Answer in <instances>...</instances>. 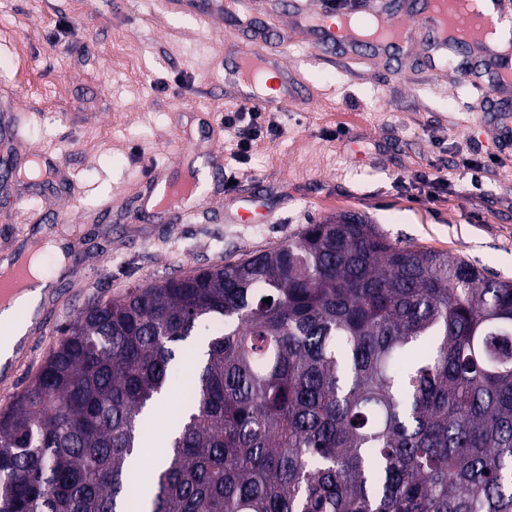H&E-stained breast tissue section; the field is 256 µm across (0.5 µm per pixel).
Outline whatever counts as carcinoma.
<instances>
[{"instance_id":"carcinoma-1","label":"carcinoma","mask_w":512,"mask_h":512,"mask_svg":"<svg viewBox=\"0 0 512 512\" xmlns=\"http://www.w3.org/2000/svg\"><path fill=\"white\" fill-rule=\"evenodd\" d=\"M183 365V417L133 497ZM137 507L512 512V281L343 213L95 296L0 412V512Z\"/></svg>"}]
</instances>
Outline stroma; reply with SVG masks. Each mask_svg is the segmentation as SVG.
<instances>
[{"label":"stroma","mask_w":512,"mask_h":512,"mask_svg":"<svg viewBox=\"0 0 512 512\" xmlns=\"http://www.w3.org/2000/svg\"><path fill=\"white\" fill-rule=\"evenodd\" d=\"M269 50H285L299 105L274 117L246 163L232 157L224 67L236 54L219 20L164 0H0V156L39 157L46 178L0 177V261L40 252L51 289L39 321L0 375V409L38 373L88 299L233 262L343 212L392 240L470 260L512 280V103L462 80L465 48L431 74L421 31L398 63L369 51L313 45L284 9L258 6ZM469 158L470 169L459 161ZM179 162L208 170L210 189L172 222L137 212L145 171ZM238 184L224 189V172ZM446 185L427 200L419 175ZM258 188L261 214L239 222L235 196ZM52 240L62 255L46 251ZM181 386L144 432L178 424Z\"/></svg>","instance_id":"1"}]
</instances>
